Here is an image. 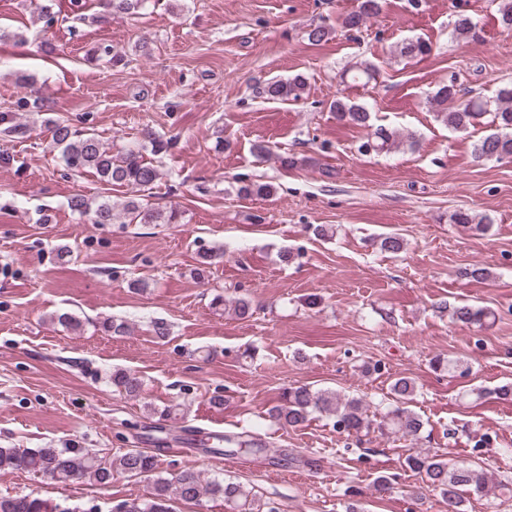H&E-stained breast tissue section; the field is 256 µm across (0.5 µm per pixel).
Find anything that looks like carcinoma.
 Instances as JSON below:
<instances>
[{"label": "carcinoma", "mask_w": 512, "mask_h": 512, "mask_svg": "<svg viewBox=\"0 0 512 512\" xmlns=\"http://www.w3.org/2000/svg\"><path fill=\"white\" fill-rule=\"evenodd\" d=\"M147 0H99V5L110 15L134 13ZM382 11V0H358L357 8L338 18L339 24L348 30H360L367 22L377 18ZM452 35L457 39L476 37L477 23L466 14H457L449 22ZM431 45L420 39H408L396 47V53L405 58L424 57L431 53ZM375 74L372 65L356 63L344 70L354 82H370ZM306 89L305 78L299 74L288 79L272 78L257 87L258 94L278 101L297 102ZM436 117L448 128L463 131L485 115L491 116L496 131L479 139L473 146L475 158L499 161L512 157V82L500 87L494 96L474 95L452 80L440 86L428 99ZM336 120L356 128H367L366 140L359 146L364 153H388L403 142L414 146L413 137H404L399 131L385 126L370 128V112L364 105L348 98H338L330 105ZM51 142L59 150L65 167L75 173L92 172L107 184L126 186L138 190L149 188L159 178L157 168L146 161L136 148L112 153L93 132L76 133L70 125L60 120L47 121ZM274 192L270 183L247 182L238 188L245 197H267ZM70 208L89 217L94 224L113 223L116 207L129 218L131 224H178L181 214L176 209L153 207L129 197L121 204L109 199L91 200L76 195L69 201ZM454 224H468L470 228L483 232L491 223L487 216H478L468 209H459L450 216ZM224 261V247L203 248L198 253L197 274L205 277L210 269ZM234 314L244 320L253 317L256 308L246 296L232 301ZM487 309L473 304H461L451 308V318L462 324H479L487 318ZM99 329L108 335L123 336L128 325L121 319L106 317L99 321ZM110 381L114 387L129 396L140 395L143 380L127 369L112 371ZM393 402L385 400L366 401L362 398L342 399L329 390H314L307 385H296L282 392L280 403L267 411L265 420L280 427H298L312 415L320 414L333 420L337 431L348 435L370 432L373 420L369 409L380 416V433H393L404 438H419L423 421L411 409L417 395L414 381L408 377H397L390 385ZM216 440L240 451H252L265 446L262 439L251 431L236 436L218 435ZM413 472L426 476L431 487L438 490L448 502V512H462V506L472 497H485L492 489L491 476L480 466L459 467L449 463L438 454L414 451L405 459ZM130 477L151 479L144 498L123 499L112 506V512H170L168 502L175 496L181 500L201 502L206 498L222 497L224 504L241 512L254 510L251 491L244 485L218 478L207 480L195 469H182L164 477L159 471L156 456L138 449L129 448L108 465L103 458L84 448H0V471L21 470L34 475H48L60 482L77 478H88L99 483L112 479V470ZM0 512H70L61 505L39 497L0 496Z\"/></svg>", "instance_id": "cac0c4a2"}]
</instances>
